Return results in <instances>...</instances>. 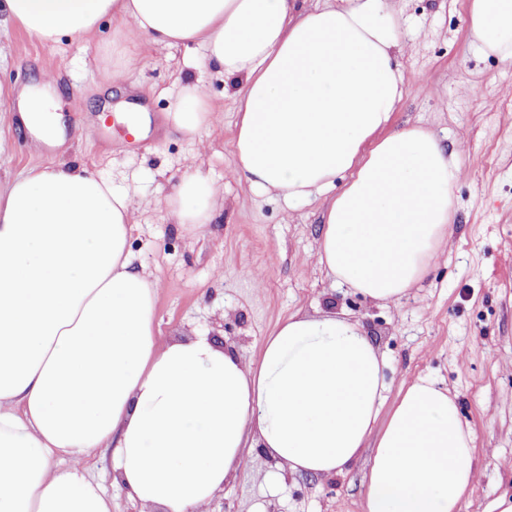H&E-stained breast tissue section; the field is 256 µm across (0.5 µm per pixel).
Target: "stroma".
<instances>
[{
  "label": "stroma",
  "mask_w": 512,
  "mask_h": 512,
  "mask_svg": "<svg viewBox=\"0 0 512 512\" xmlns=\"http://www.w3.org/2000/svg\"><path fill=\"white\" fill-rule=\"evenodd\" d=\"M405 30L397 61L407 90L393 128L417 125L456 152L455 221L422 281L400 301L378 303L333 285L318 264L324 204L295 207L256 196L231 174L236 81L198 66L199 49L156 45L138 50L125 28L103 22L88 38L45 43L0 27V87H37L52 75L62 99L63 146L36 142L13 123L0 153V181L61 158L95 167L134 201L130 249L136 268L156 281L161 342L199 334L234 345L255 360L264 337L288 315L334 313L359 323L385 357L388 400L402 381L426 376L456 394L463 424L475 433L479 476L461 512H483L512 489V59L481 57L470 45L469 0H386ZM123 74L135 94L113 87V103L146 107L141 146L115 151L96 127V88ZM213 105L202 137L170 130L166 114L186 82ZM202 173L224 195V210L202 228L172 221L165 197L184 177ZM361 457L342 474H295L279 480L267 456L247 455L218 492L210 512H363ZM91 475L112 497V512H143L112 484V452L101 449Z\"/></svg>",
  "instance_id": "1"
}]
</instances>
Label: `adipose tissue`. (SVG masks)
<instances>
[{
  "instance_id": "1",
  "label": "adipose tissue",
  "mask_w": 512,
  "mask_h": 512,
  "mask_svg": "<svg viewBox=\"0 0 512 512\" xmlns=\"http://www.w3.org/2000/svg\"><path fill=\"white\" fill-rule=\"evenodd\" d=\"M44 42L113 20L148 44L201 48L239 79L233 174L255 195L324 199L326 276L394 302L424 277L454 221V154L418 126L391 130L405 92L386 0H0ZM484 56L512 59V0H470ZM45 89L19 104L40 139L62 132ZM212 109L185 84L167 121L202 134ZM175 223H211L224 197L202 175L165 199ZM133 200L86 165L52 161L0 185V512H112L87 459L160 512H206L246 448L290 473L332 477L364 450L365 512H459L477 479L475 434L454 395L418 376L394 404L384 358L349 319L294 313L257 361L206 336L160 343L157 284L134 269Z\"/></svg>"
}]
</instances>
